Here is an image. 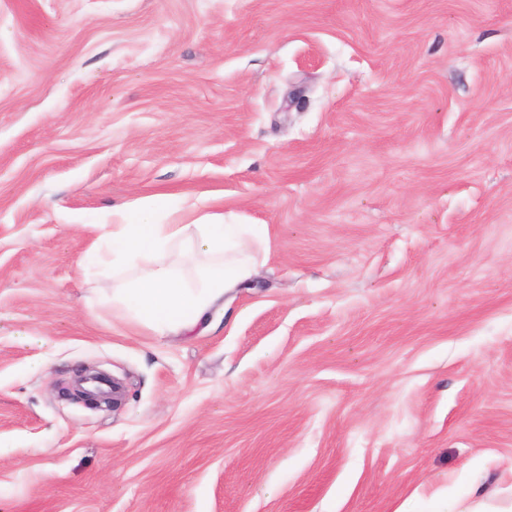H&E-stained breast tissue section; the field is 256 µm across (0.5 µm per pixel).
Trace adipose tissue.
<instances>
[{"mask_svg":"<svg viewBox=\"0 0 512 512\" xmlns=\"http://www.w3.org/2000/svg\"><path fill=\"white\" fill-rule=\"evenodd\" d=\"M157 202L120 210L115 223L102 225L112 242L110 254L94 252L99 272L133 264L135 271L126 287L112 291V307L136 325L157 333L190 332L209 325V310L226 290L252 278L256 265L250 253L263 242L261 224H229L203 215L187 224H162L150 219ZM189 244L200 260L193 278L168 263L166 249L173 243Z\"/></svg>","mask_w":512,"mask_h":512,"instance_id":"adipose-tissue-1","label":"adipose tissue"}]
</instances>
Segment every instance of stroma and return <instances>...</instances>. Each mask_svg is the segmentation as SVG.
I'll return each mask as SVG.
<instances>
[{"label": "stroma", "mask_w": 512, "mask_h": 512, "mask_svg": "<svg viewBox=\"0 0 512 512\" xmlns=\"http://www.w3.org/2000/svg\"><path fill=\"white\" fill-rule=\"evenodd\" d=\"M263 224L218 328L114 313L113 209ZM118 405L63 396L85 368ZM512 504V0H0V512Z\"/></svg>", "instance_id": "obj_1"}]
</instances>
